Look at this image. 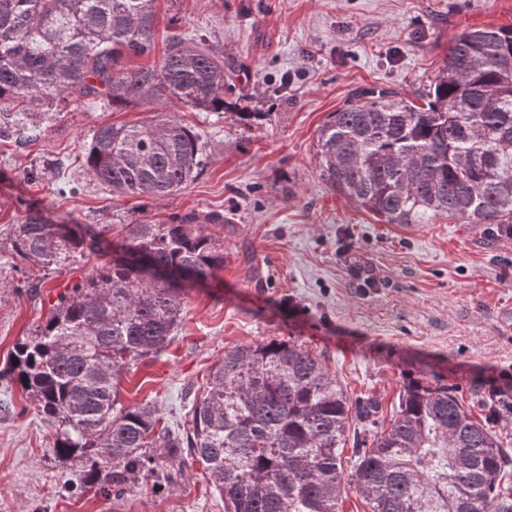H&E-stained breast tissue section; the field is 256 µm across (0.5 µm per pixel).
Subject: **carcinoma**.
Masks as SVG:
<instances>
[{
  "label": "carcinoma",
  "instance_id": "1",
  "mask_svg": "<svg viewBox=\"0 0 512 512\" xmlns=\"http://www.w3.org/2000/svg\"><path fill=\"white\" fill-rule=\"evenodd\" d=\"M155 3L0 0V109L65 94L115 110L224 111L235 87L224 55L201 40L173 34L159 63L129 64L154 55ZM82 152L90 177L134 198L162 199L207 165L199 134L169 111L101 126ZM317 157L332 190L386 224H512V25L450 39L420 105L383 89L356 92L319 128ZM206 223L224 215L120 225L121 251L59 294L0 370L55 430L54 454L82 462L84 483L107 494L144 470L167 482L185 456L224 496V512H340L347 484L371 512H512L495 431L448 386L418 378L403 385L388 426L352 449L345 472L351 414L374 424L379 402L352 407L323 361L291 340L224 352L184 436L158 431L151 405H123L121 374L165 349L186 288L224 266ZM102 232L30 207L10 244L21 261L56 270L98 250Z\"/></svg>",
  "mask_w": 512,
  "mask_h": 512
}]
</instances>
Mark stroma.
I'll use <instances>...</instances> for the list:
<instances>
[{"instance_id": "stroma-1", "label": "stroma", "mask_w": 512, "mask_h": 512, "mask_svg": "<svg viewBox=\"0 0 512 512\" xmlns=\"http://www.w3.org/2000/svg\"><path fill=\"white\" fill-rule=\"evenodd\" d=\"M156 54L172 33L222 51L229 83L263 120L234 108H179L202 138L203 173L175 194L133 199L91 181L80 146L100 126L149 108L86 107L60 95L27 107L38 137L0 140V364L43 323L58 293L84 279L118 238L51 272L10 247L32 204L58 224L158 223L224 215L207 232L224 247L215 279L190 288L180 326L157 357L120 380L124 405L150 404L161 428L186 433L191 407L225 351L292 339L323 357L351 404L381 403L387 425L410 357L430 384L456 389L474 417L500 405L494 429L512 453V224H385L320 177L317 131L356 90L417 100L466 28L512 24V0H157ZM79 186L60 195L65 182ZM52 430L0 379V512H224L200 464L159 486L136 477L104 496L56 458Z\"/></svg>"}]
</instances>
